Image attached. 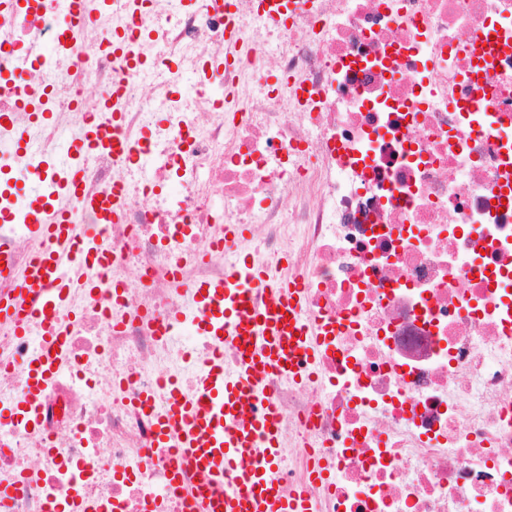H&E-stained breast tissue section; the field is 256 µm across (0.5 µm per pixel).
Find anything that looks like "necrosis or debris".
<instances>
[{
  "mask_svg": "<svg viewBox=\"0 0 512 512\" xmlns=\"http://www.w3.org/2000/svg\"><path fill=\"white\" fill-rule=\"evenodd\" d=\"M267 2L83 0L45 67L68 0H39L0 41V114L32 146L17 165L59 177L61 133L94 125L133 149L78 160L84 193L125 202L102 225L69 206L98 249L66 271L64 366L37 393L39 321L0 322L8 512H190L192 467L172 473L156 425L212 351L179 336L187 287L243 253L299 283L322 331L313 378L267 379L285 493L310 512H512V0H277L273 20ZM16 71L51 93L46 124L6 88ZM23 219L1 194L0 301L44 249ZM228 224L242 251L220 248Z\"/></svg>",
  "mask_w": 512,
  "mask_h": 512,
  "instance_id": "obj_1",
  "label": "necrosis or debris"
}]
</instances>
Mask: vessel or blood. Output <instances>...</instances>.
Segmentation results:
<instances>
[{
  "label": "vessel or blood",
  "instance_id": "b4317fda",
  "mask_svg": "<svg viewBox=\"0 0 512 512\" xmlns=\"http://www.w3.org/2000/svg\"><path fill=\"white\" fill-rule=\"evenodd\" d=\"M77 192L76 179L54 181L45 203L28 211L31 232L51 246L25 273L15 303L0 304V319L11 318L23 307L42 319L44 352L30 371L37 386L62 362L60 329L49 313L59 308L70 286L64 270L86 258L70 235L68 210L59 203ZM266 283L263 271L245 266L223 282L191 290L213 341L243 349L232 374L224 371L222 353H214L192 393L171 392L158 425L159 436L190 458L200 477L191 497L194 512H305L307 508L304 495L288 497L279 489L278 417L264 383L270 371L284 373L298 360L314 361L316 332L301 317L297 286L276 288L270 301L257 300Z\"/></svg>",
  "mask_w": 512,
  "mask_h": 512
}]
</instances>
